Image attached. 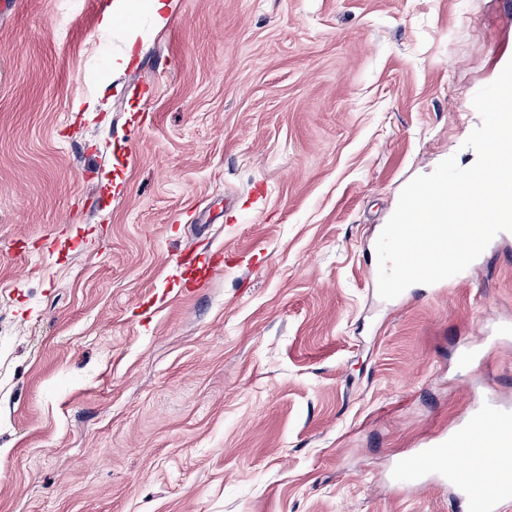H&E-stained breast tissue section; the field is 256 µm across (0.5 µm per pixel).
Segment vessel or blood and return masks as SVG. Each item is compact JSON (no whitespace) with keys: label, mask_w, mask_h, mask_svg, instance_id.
I'll return each mask as SVG.
<instances>
[{"label":"vessel or blood","mask_w":512,"mask_h":512,"mask_svg":"<svg viewBox=\"0 0 512 512\" xmlns=\"http://www.w3.org/2000/svg\"><path fill=\"white\" fill-rule=\"evenodd\" d=\"M444 473L467 512H512V410L497 404L471 413L465 424L409 457L401 473Z\"/></svg>","instance_id":"obj_1"}]
</instances>
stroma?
<instances>
[{
  "mask_svg": "<svg viewBox=\"0 0 512 512\" xmlns=\"http://www.w3.org/2000/svg\"><path fill=\"white\" fill-rule=\"evenodd\" d=\"M113 2L0 7V512H462L396 475L512 403V236L389 301L375 245L512 0Z\"/></svg>",
  "mask_w": 512,
  "mask_h": 512,
  "instance_id": "1",
  "label": "stroma"
}]
</instances>
